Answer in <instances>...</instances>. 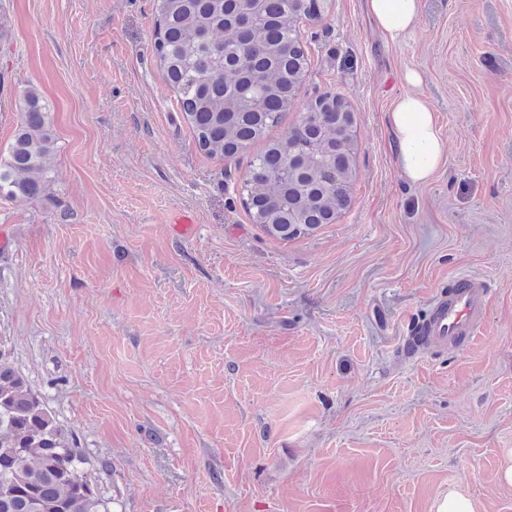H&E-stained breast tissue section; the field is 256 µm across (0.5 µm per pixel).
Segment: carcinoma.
<instances>
[{"label": "carcinoma", "mask_w": 512, "mask_h": 512, "mask_svg": "<svg viewBox=\"0 0 512 512\" xmlns=\"http://www.w3.org/2000/svg\"><path fill=\"white\" fill-rule=\"evenodd\" d=\"M332 0H156L155 51L198 149L231 160L260 144L239 195L252 223L282 241L336 223L350 204L358 140L338 94L307 99L281 139L270 136L297 103L309 70L304 18ZM0 160V196L53 201L55 138L35 89ZM83 450L0 352V512H101Z\"/></svg>", "instance_id": "cac0c4a2"}]
</instances>
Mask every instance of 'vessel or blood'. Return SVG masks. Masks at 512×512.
<instances>
[{"label": "vessel or blood", "mask_w": 512, "mask_h": 512, "mask_svg": "<svg viewBox=\"0 0 512 512\" xmlns=\"http://www.w3.org/2000/svg\"><path fill=\"white\" fill-rule=\"evenodd\" d=\"M491 294L486 281L475 275H460L455 290L436 297L424 322L428 345L457 348L471 345L486 324Z\"/></svg>", "instance_id": "1"}]
</instances>
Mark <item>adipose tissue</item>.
Wrapping results in <instances>:
<instances>
[{
  "label": "adipose tissue",
  "mask_w": 512,
  "mask_h": 512,
  "mask_svg": "<svg viewBox=\"0 0 512 512\" xmlns=\"http://www.w3.org/2000/svg\"><path fill=\"white\" fill-rule=\"evenodd\" d=\"M419 0H367L368 11L379 30L393 42L400 41L411 29ZM404 80L412 90L403 94L387 120L395 136L399 168L412 183L428 182L444 162V143L435 116L427 102L414 94L421 75L406 71Z\"/></svg>",
  "instance_id": "obj_1"
}]
</instances>
